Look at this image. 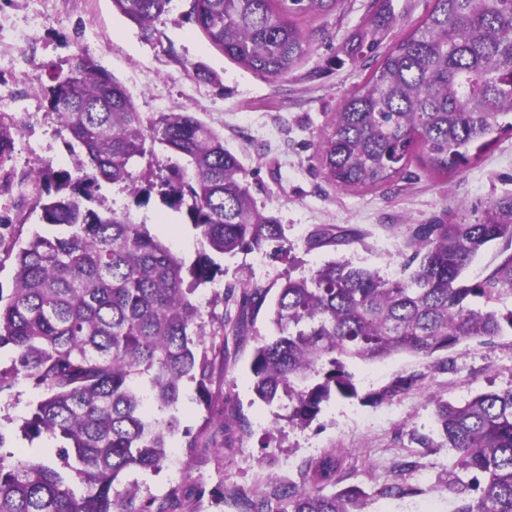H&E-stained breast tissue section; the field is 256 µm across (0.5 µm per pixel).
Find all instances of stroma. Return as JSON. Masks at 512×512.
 <instances>
[{"label": "stroma", "mask_w": 512, "mask_h": 512, "mask_svg": "<svg viewBox=\"0 0 512 512\" xmlns=\"http://www.w3.org/2000/svg\"><path fill=\"white\" fill-rule=\"evenodd\" d=\"M432 7V0H385L390 22L381 33L379 53H387L411 33ZM375 0H343L327 16L300 20L308 38L305 55L286 77L272 79L233 63L187 18L188 0H174L171 10L154 23L157 38L145 41L139 29L121 16L112 0H0V114L16 125V174L31 169L74 170L68 134L47 110L46 91L56 75L67 74L82 55H89L119 81L145 116L192 112L224 138L239 158L258 209L273 214L285 229L281 251L215 255L221 271L215 283L199 287L206 329L235 314V301L225 289L237 285L254 259H261L257 285L278 290L287 277L309 275L333 259L346 258L390 279L411 273L409 228L441 219L476 222L487 202L512 195V132L498 135L463 169L442 175L411 159L405 172L383 187L343 189L328 182L318 142L333 112L367 81L375 58L359 63L345 58L350 41L363 31ZM45 18L33 26L36 15ZM342 65H334V58ZM201 64L220 77L211 83L190 76ZM166 156L154 164L137 161L133 175L144 195L130 194L121 183H101L89 201L99 213L109 210L147 224L152 234L193 263L206 245L185 213L169 208L158 185L166 177ZM33 187L0 193V214H11L12 238L27 240L41 224L30 202ZM320 224L350 226L359 237L352 243L308 250L306 239ZM268 309L257 315L251 336L226 340L217 361L207 403H199L193 383H186L179 406V432L170 452L183 469L171 484L168 469L133 471L139 501L171 502L170 512H248V503L273 486H303L308 460L342 451L343 473L337 490L351 487L365 494L364 512H454L446 485L453 473L447 449L422 445L434 438L437 402H464L476 393L512 386V330L483 344L464 341L450 354L424 359L407 353L375 364L355 362L358 395L334 399L305 427L287 419L283 402H261L252 390L249 363L257 341L273 336ZM453 357L454 368L443 364ZM414 377L398 396L376 400L392 380ZM38 397L28 384L0 396V433L7 450L24 458L51 459L46 439H25L19 425L30 402ZM244 416L239 428L234 418ZM203 431L199 447L186 445L185 431ZM412 461L409 470L396 467ZM387 484L409 485L405 496H379Z\"/></svg>", "instance_id": "obj_1"}]
</instances>
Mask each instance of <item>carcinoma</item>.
Masks as SVG:
<instances>
[{"label":"carcinoma","instance_id":"cac0c4a2","mask_svg":"<svg viewBox=\"0 0 512 512\" xmlns=\"http://www.w3.org/2000/svg\"><path fill=\"white\" fill-rule=\"evenodd\" d=\"M173 0H112V7L154 39V22ZM187 15L209 42L241 67L268 78L287 76L308 41L297 24L336 11L342 0H188ZM388 17L377 11L348 56L373 55ZM47 90L49 111L84 156L82 175L32 170L19 181L41 183L36 206L60 235L38 232L14 253L13 288L0 293V393L30 382L21 432L58 441L57 461L0 452V512H168L166 503H136L115 485L133 470L157 472L185 382L207 395L224 336L249 332L268 290L240 280L239 315L207 333L191 295L215 281L209 254L186 266L147 225L114 210L89 208L99 181L123 183L137 195L133 161L161 147L175 158L164 201L185 209L213 251L233 254L280 244L284 228L261 212L237 156L224 137L191 112H138L123 86L89 56ZM512 0H433L416 28L372 70L366 84L334 113L320 140L326 178L340 188L381 187L399 177L416 149L442 172L465 166L471 149L512 131ZM13 126L0 119V167L12 160ZM358 231L316 228L309 249L350 243ZM512 249V196L489 202L474 223L417 224L409 277L388 279L346 259L309 277L288 278L271 304L275 335L254 349L253 391L270 404L288 399V420L306 426L331 398L357 396L351 361L395 354L430 358L463 340L490 341L512 328V252L485 276L465 272L490 242ZM399 378L377 394L391 399L411 386ZM443 446L459 475L448 482L454 512H512V386L436 405ZM344 455L310 461L294 485L251 501V512H359L361 491L325 494Z\"/></svg>","mask_w":512,"mask_h":512}]
</instances>
